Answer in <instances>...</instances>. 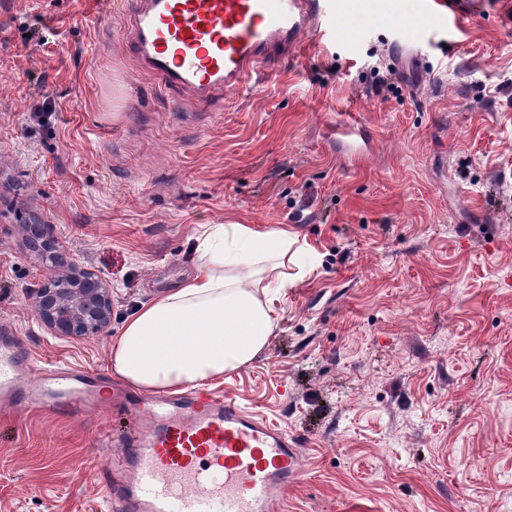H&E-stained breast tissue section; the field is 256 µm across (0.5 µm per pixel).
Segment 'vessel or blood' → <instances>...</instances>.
I'll use <instances>...</instances> for the list:
<instances>
[{
	"instance_id": "b4317fda",
	"label": "vessel or blood",
	"mask_w": 512,
	"mask_h": 512,
	"mask_svg": "<svg viewBox=\"0 0 512 512\" xmlns=\"http://www.w3.org/2000/svg\"><path fill=\"white\" fill-rule=\"evenodd\" d=\"M330 0H136L128 41L164 86L203 97L249 86L307 32ZM99 383L76 366L42 364L0 332V403L15 412L83 414ZM122 456L131 477L94 472L115 512H281V490L301 469V443L287 430L209 387L180 396H137Z\"/></svg>"
}]
</instances>
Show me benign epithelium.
Masks as SVG:
<instances>
[{
  "label": "benign epithelium",
  "mask_w": 512,
  "mask_h": 512,
  "mask_svg": "<svg viewBox=\"0 0 512 512\" xmlns=\"http://www.w3.org/2000/svg\"><path fill=\"white\" fill-rule=\"evenodd\" d=\"M20 230L39 255L48 275L33 289L37 321L51 335L80 339L95 336L112 322V285L80 268L59 245L51 224H22Z\"/></svg>",
  "instance_id": "benign-epithelium-1"
}]
</instances>
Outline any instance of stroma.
I'll return each instance as SVG.
<instances>
[{"label":"stroma","mask_w":512,"mask_h":512,"mask_svg":"<svg viewBox=\"0 0 512 512\" xmlns=\"http://www.w3.org/2000/svg\"><path fill=\"white\" fill-rule=\"evenodd\" d=\"M336 2L252 87L196 103L138 70L132 0H0V327L105 382L79 419L0 413V512H113L91 476H125L97 443L121 418L112 346L191 274L206 224L286 228L323 257L214 384L302 440L286 512H512V0L478 23ZM375 65L399 95L375 94ZM32 219L111 282L105 333L38 324Z\"/></svg>","instance_id":"1"}]
</instances>
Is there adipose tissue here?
<instances>
[{
	"label": "adipose tissue",
	"mask_w": 512,
	"mask_h": 512,
	"mask_svg": "<svg viewBox=\"0 0 512 512\" xmlns=\"http://www.w3.org/2000/svg\"><path fill=\"white\" fill-rule=\"evenodd\" d=\"M321 262L297 233L210 224L192 277L142 304L112 346L111 369L145 392H181L248 366L276 326L272 301Z\"/></svg>",
	"instance_id": "obj_1"
}]
</instances>
